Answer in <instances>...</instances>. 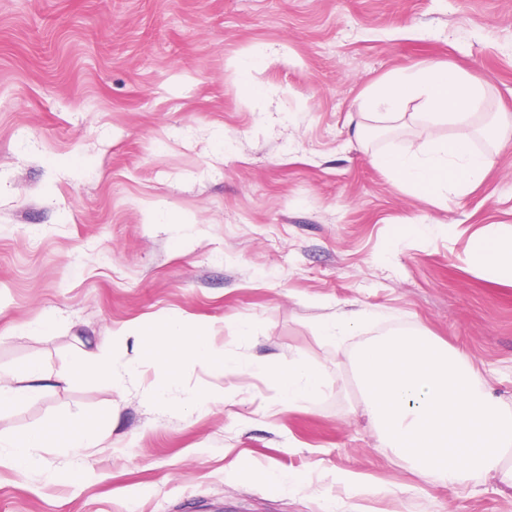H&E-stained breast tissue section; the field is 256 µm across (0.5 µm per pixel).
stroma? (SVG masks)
Returning <instances> with one entry per match:
<instances>
[{
  "mask_svg": "<svg viewBox=\"0 0 512 512\" xmlns=\"http://www.w3.org/2000/svg\"><path fill=\"white\" fill-rule=\"evenodd\" d=\"M434 62L512 114V0H0V372L137 366L121 391L79 374L0 408V435L67 415L102 429L79 482L56 480L71 459L55 448L29 474L0 467V512H512L497 479L461 495L392 454L351 373L367 339L413 327L512 406V286L465 263L474 235L512 227V139L478 188L438 201L370 161L412 130L354 135L374 84ZM359 307L376 319L321 335ZM170 317L247 363L304 360L322 391L274 415L273 379L192 360L180 385L210 410L152 402L149 333ZM44 319L51 335L30 331ZM131 323L141 342L119 340ZM343 472L364 480L354 498ZM376 315L366 308L341 312L324 320L321 327L322 335L330 339L347 336L371 321ZM118 361L117 358H113L112 362L109 361H102L98 364L93 363L88 358H86L84 355H78L76 356L70 367L66 372L58 373L56 375V379L58 381H65L69 374L72 373H96L101 370H105L107 372H112V363H116Z\"/></svg>",
  "mask_w": 512,
  "mask_h": 512,
  "instance_id": "stroma-1",
  "label": "stroma"
}]
</instances>
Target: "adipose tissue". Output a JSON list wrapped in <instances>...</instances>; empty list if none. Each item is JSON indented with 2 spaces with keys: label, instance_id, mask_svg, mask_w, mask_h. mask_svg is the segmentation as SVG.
Segmentation results:
<instances>
[{
  "label": "adipose tissue",
  "instance_id": "obj_1",
  "mask_svg": "<svg viewBox=\"0 0 512 512\" xmlns=\"http://www.w3.org/2000/svg\"><path fill=\"white\" fill-rule=\"evenodd\" d=\"M467 264L469 269L497 283L512 285V231L475 237ZM196 357L211 359L228 371L273 378L276 387L274 405L282 410L311 399L321 386L319 373L305 362H294L285 368L276 364H243L228 352L213 350L204 336L180 318L173 317L156 330L153 360L167 374L168 380L156 389L155 398H166L177 388L181 366ZM97 441L96 429L80 418L66 417L47 430L0 437V466L25 474L37 464V449L56 448L76 456L82 449L95 447Z\"/></svg>",
  "mask_w": 512,
  "mask_h": 512
}]
</instances>
